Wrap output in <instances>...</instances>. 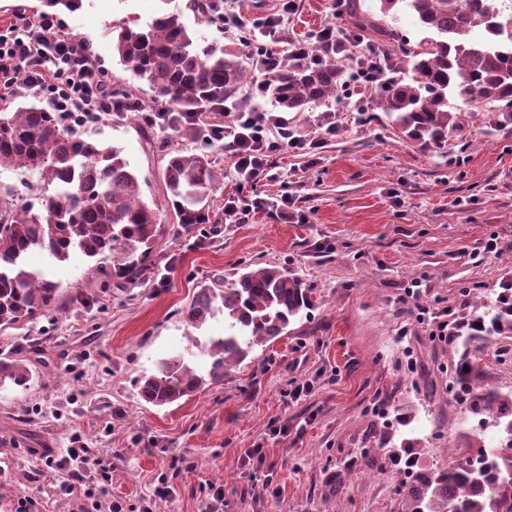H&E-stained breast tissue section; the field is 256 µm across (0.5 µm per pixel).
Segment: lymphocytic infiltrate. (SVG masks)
I'll list each match as a JSON object with an SVG mask.
<instances>
[{
  "label": "lymphocytic infiltrate",
  "mask_w": 512,
  "mask_h": 512,
  "mask_svg": "<svg viewBox=\"0 0 512 512\" xmlns=\"http://www.w3.org/2000/svg\"><path fill=\"white\" fill-rule=\"evenodd\" d=\"M23 88L48 92V103L62 121L82 128L102 123L116 109L112 86L104 72L91 65L87 43L68 33L53 14L0 28V97ZM220 135L231 138L237 172L248 183L264 174L271 153L307 147L302 137L291 133L269 140L261 115L252 113L234 115ZM93 463L89 449L83 447L69 449L61 458L45 459L46 466L60 473L65 493L77 492L88 500L94 492L86 487L83 472Z\"/></svg>",
  "instance_id": "f902f5d3"
}]
</instances>
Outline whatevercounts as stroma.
Wrapping results in <instances>:
<instances>
[{
  "label": "stroma",
  "mask_w": 512,
  "mask_h": 512,
  "mask_svg": "<svg viewBox=\"0 0 512 512\" xmlns=\"http://www.w3.org/2000/svg\"><path fill=\"white\" fill-rule=\"evenodd\" d=\"M375 23L418 44L424 32L408 8L379 11L378 0H360ZM188 0H83L61 17L86 41L92 62L113 83L139 88L112 49V26L148 23L162 12L181 13L200 44L229 47L245 61L252 54L221 20H207ZM333 26L348 36L350 57L380 55L381 37L351 40L352 24L337 0H302L284 20L275 50ZM377 88L342 98L331 111L317 106L288 113V125L310 147L273 154L255 186L242 185L224 141L212 151L224 175L211 209L216 222L190 237L164 207L162 154L144 149L142 122L129 116L89 129L102 144L151 180L143 199L159 208L153 277L138 288L92 284V262L81 253L55 265L43 253L30 266L50 269L63 284L65 307L0 328V358L26 359L34 378L27 389L0 390V512L20 499L31 512H80L81 495L65 494L45 455H65L81 438L109 469L108 483L88 469L97 487V512L122 502L127 512H208L205 488H224V512H410L392 451L400 446V421L420 426L419 470L447 467L450 446L464 447L476 417L448 394V358L454 347L432 340L417 322L410 298L461 321L474 307L495 304L512 282V132L497 130L492 113H462L465 136L450 143L457 157L395 131L380 109ZM364 111H357L356 103ZM334 134H327V127ZM266 199L244 221L224 213L229 197ZM289 198L308 221L279 215ZM496 239L498 253L484 250ZM251 262L286 267L314 288L319 303L293 331L256 346L223 381L170 405L138 396V382L157 362L224 333L223 315L201 329L183 312L201 284L235 278ZM313 381L311 394L291 401L290 391ZM287 424V435L270 436ZM263 446L277 466V496H261L243 466L245 449ZM371 461L357 464L361 453ZM173 497L153 492L159 475Z\"/></svg>",
  "instance_id": "1"
}]
</instances>
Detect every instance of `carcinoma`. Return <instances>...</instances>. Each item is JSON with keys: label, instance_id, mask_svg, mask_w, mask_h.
<instances>
[{"label": "carcinoma", "instance_id": "obj_1", "mask_svg": "<svg viewBox=\"0 0 512 512\" xmlns=\"http://www.w3.org/2000/svg\"><path fill=\"white\" fill-rule=\"evenodd\" d=\"M387 13L403 3L421 28L434 35L407 48L394 33L358 15L357 0L346 11L358 36L374 31L385 37L383 62L389 77L380 85L379 104L389 122L423 147L448 152V139L463 131L462 107L495 104L494 125L512 130V5L505 0H379ZM481 29L484 39L472 33ZM292 42L282 55L255 45L253 64L270 72L269 91L281 112H303L337 96L344 83L336 52L317 47L310 60ZM113 48L122 63L155 92L149 111L165 126L201 147L168 149L151 143L167 161L161 176L166 203L186 233L212 223L210 203L218 180L217 160L207 152L205 132L225 111L248 105L240 95L246 69L224 46H201L179 13H163L143 27H116ZM461 103L448 110V97ZM37 175L26 184L28 196L0 185V327L61 306L63 285L25 260L33 250L65 262L75 250L96 260L92 274L117 288L144 284L155 272L154 248L162 233L156 210L142 200L141 177L120 150L77 136L40 100L0 111V167ZM39 209H34V204ZM315 290L284 268L250 263L231 281L216 277L203 285L184 311L188 325L199 328L224 314V335L203 344L209 364L199 368L178 354L162 360L157 371L139 382L140 398L154 406L172 404L224 380L229 365L239 364L316 308ZM461 341L451 362L455 383L468 392L477 413H496L497 425L512 439V393L483 380L475 354L492 336L512 337V302L496 311H473L459 329ZM33 373L25 359L0 358V388H26ZM481 447L483 466L467 462L419 475L408 489L412 512H512V457Z\"/></svg>", "mask_w": 512, "mask_h": 512}]
</instances>
